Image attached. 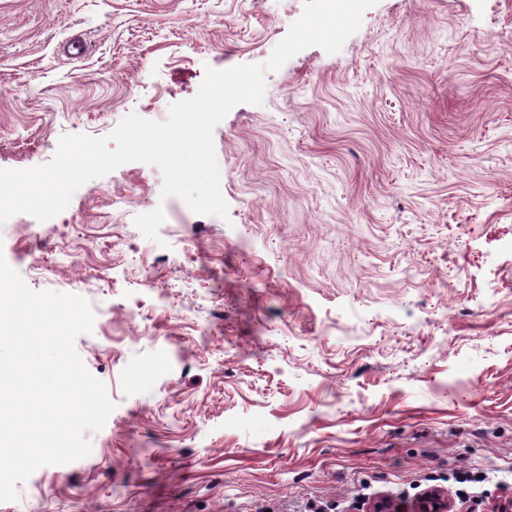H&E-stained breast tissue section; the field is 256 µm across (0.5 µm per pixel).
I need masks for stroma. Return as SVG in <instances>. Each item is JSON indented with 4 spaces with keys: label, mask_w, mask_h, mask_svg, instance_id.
Here are the masks:
<instances>
[{
    "label": "stroma",
    "mask_w": 512,
    "mask_h": 512,
    "mask_svg": "<svg viewBox=\"0 0 512 512\" xmlns=\"http://www.w3.org/2000/svg\"><path fill=\"white\" fill-rule=\"evenodd\" d=\"M303 8L0 0V169L164 121L206 68L265 63ZM213 140L228 219L130 162L0 227L32 290L91 305L75 349L116 404L94 459L39 468L0 512H414L460 471L484 476L465 512L512 498V0H378ZM160 200L156 243L134 218ZM67 243L106 279L72 282Z\"/></svg>",
    "instance_id": "obj_1"
}]
</instances>
